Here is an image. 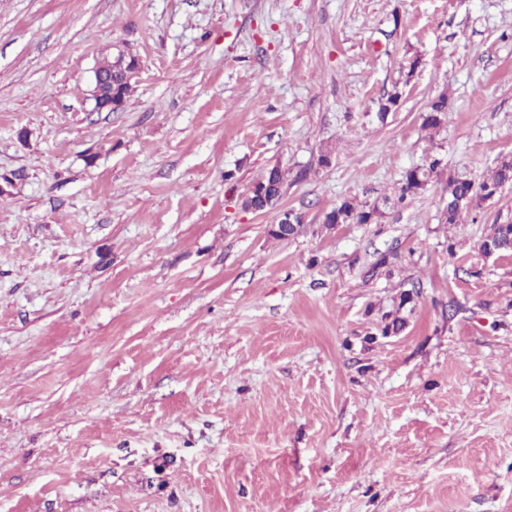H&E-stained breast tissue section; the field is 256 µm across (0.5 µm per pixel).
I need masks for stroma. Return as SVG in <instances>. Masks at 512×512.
<instances>
[{"mask_svg":"<svg viewBox=\"0 0 512 512\" xmlns=\"http://www.w3.org/2000/svg\"><path fill=\"white\" fill-rule=\"evenodd\" d=\"M506 156L512 0H0V512H512ZM133 77L127 76L126 74H116L110 79H106L104 76H95V82L102 84L103 82H112V104H115L114 110L122 108L126 98L130 95L135 81L131 80ZM438 165V159H434L428 165L415 167L406 171L402 179L399 199L404 200L407 197H412L416 195L419 190L424 189L431 182ZM512 184V158H503L494 168L490 179L475 184L470 180L449 178L448 198L445 208L446 220L450 224L460 221L463 212L478 207L481 202L493 197L499 188ZM283 176H285V173L279 167L274 166L270 168L263 179L253 186L257 188L260 187L265 190V198L268 203L267 206L264 207L263 202L258 203L256 201L257 197L250 193L254 190L252 187L249 191L250 194L247 195L242 202L244 208L255 211H264L269 208L270 205H274L281 195ZM379 211L376 208L360 206L352 200H343L323 216V224H371L377 221ZM286 214L288 215V217H286ZM288 222H289V224H281V223H288ZM299 222L302 223V217L299 214L295 213L294 211H284L281 214V218L279 216V224H271L270 225V228L277 231L281 236L278 235L277 233H274L271 231H269V234L272 238H275V239L283 238V239L288 240V239L294 238L301 231V228L299 225H302V224H300ZM297 223H299V224H297ZM492 236H488L482 243V251L486 254L490 248L496 249L497 253H508L512 251V224H497Z\"/></svg>","mask_w":512,"mask_h":512,"instance_id":"obj_1","label":"stroma"}]
</instances>
